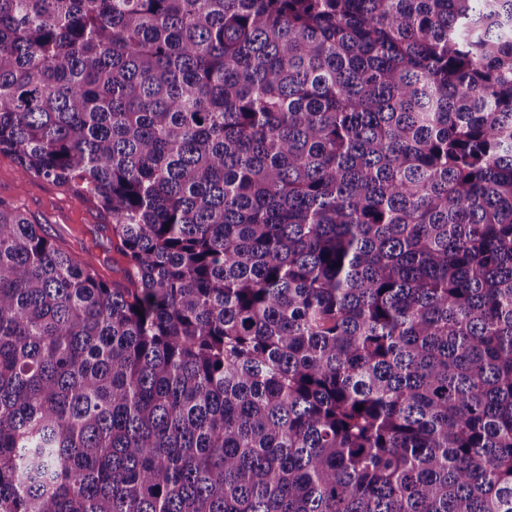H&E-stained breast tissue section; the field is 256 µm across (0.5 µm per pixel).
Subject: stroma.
Here are the masks:
<instances>
[{"label":"stroma","instance_id":"stroma-1","mask_svg":"<svg viewBox=\"0 0 512 512\" xmlns=\"http://www.w3.org/2000/svg\"><path fill=\"white\" fill-rule=\"evenodd\" d=\"M0 200L41 225L55 246L73 259H93L104 282L125 277V259L112 241V218L90 195L74 194L50 180L22 176L15 159L0 153Z\"/></svg>","mask_w":512,"mask_h":512}]
</instances>
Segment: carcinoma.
Listing matches in <instances>:
<instances>
[{"label":"carcinoma","mask_w":512,"mask_h":512,"mask_svg":"<svg viewBox=\"0 0 512 512\" xmlns=\"http://www.w3.org/2000/svg\"><path fill=\"white\" fill-rule=\"evenodd\" d=\"M0 153V512H512V0H0ZM0 200L40 224L55 246L76 261L92 257L101 280L124 281L126 263L110 224L88 194L75 195L50 180L21 175L15 159L0 153Z\"/></svg>","instance_id":"1"}]
</instances>
